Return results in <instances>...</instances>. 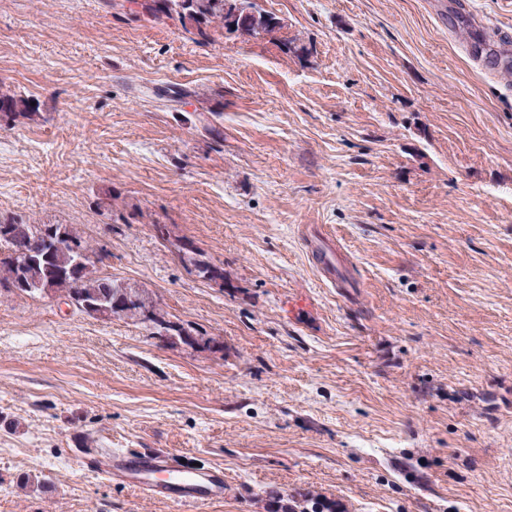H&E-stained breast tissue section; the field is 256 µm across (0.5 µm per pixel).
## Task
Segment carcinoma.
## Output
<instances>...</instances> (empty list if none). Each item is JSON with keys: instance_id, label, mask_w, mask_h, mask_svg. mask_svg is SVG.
I'll list each match as a JSON object with an SVG mask.
<instances>
[{"instance_id": "1", "label": "carcinoma", "mask_w": 512, "mask_h": 512, "mask_svg": "<svg viewBox=\"0 0 512 512\" xmlns=\"http://www.w3.org/2000/svg\"><path fill=\"white\" fill-rule=\"evenodd\" d=\"M140 7L144 18L176 20L184 29H192L201 42L211 39L212 29L216 27L224 31V38L233 40H247L261 33L273 35L284 27L282 19L264 9L258 0H141ZM33 114L35 107L31 106L29 97L0 83V119L15 120ZM0 227L8 234L6 244L0 245V291L35 299L48 290L63 303L97 319L124 318L138 312H146L155 320L165 318L146 289L126 288L78 262L81 255L90 261L89 253L95 247L77 225L0 219ZM51 235L64 242V246L46 258L44 241ZM178 252L199 276L210 279L220 275L216 268L200 259L191 241H179ZM264 512H342V509L335 501L319 500L307 493L297 492L285 498L270 491L266 494Z\"/></svg>"}]
</instances>
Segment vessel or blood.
<instances>
[{"label":"vessel or blood","mask_w":512,"mask_h":512,"mask_svg":"<svg viewBox=\"0 0 512 512\" xmlns=\"http://www.w3.org/2000/svg\"><path fill=\"white\" fill-rule=\"evenodd\" d=\"M78 455L88 470L106 474L143 494L180 506L224 499L223 467L197 468L186 454L165 455L139 450L110 452L88 444L79 449Z\"/></svg>","instance_id":"obj_1"}]
</instances>
